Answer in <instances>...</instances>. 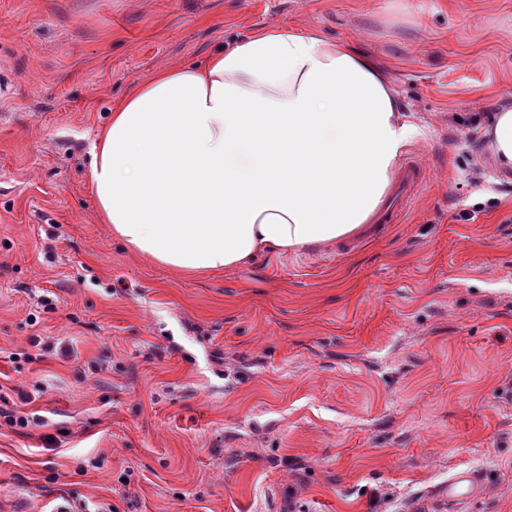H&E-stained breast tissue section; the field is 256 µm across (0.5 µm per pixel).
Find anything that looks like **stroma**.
Here are the masks:
<instances>
[{"instance_id": "35a3bbf8", "label": "stroma", "mask_w": 512, "mask_h": 512, "mask_svg": "<svg viewBox=\"0 0 512 512\" xmlns=\"http://www.w3.org/2000/svg\"><path fill=\"white\" fill-rule=\"evenodd\" d=\"M268 28L384 68L422 130L403 222L209 275L131 251L89 190L96 133ZM503 106L512 0H0V389L32 397L0 402V502L454 512L471 467L464 512H512V178L481 139ZM482 491V478L478 470L461 469L448 478L441 489L448 503L461 504L477 497Z\"/></svg>"}]
</instances>
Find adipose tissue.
<instances>
[{"mask_svg":"<svg viewBox=\"0 0 512 512\" xmlns=\"http://www.w3.org/2000/svg\"><path fill=\"white\" fill-rule=\"evenodd\" d=\"M485 136L511 172L512 108ZM415 137L388 76L356 44L264 29L137 85L98 135L89 180L116 238L205 275L371 223Z\"/></svg>","mask_w":512,"mask_h":512,"instance_id":"adipose-tissue-1","label":"adipose tissue"}]
</instances>
